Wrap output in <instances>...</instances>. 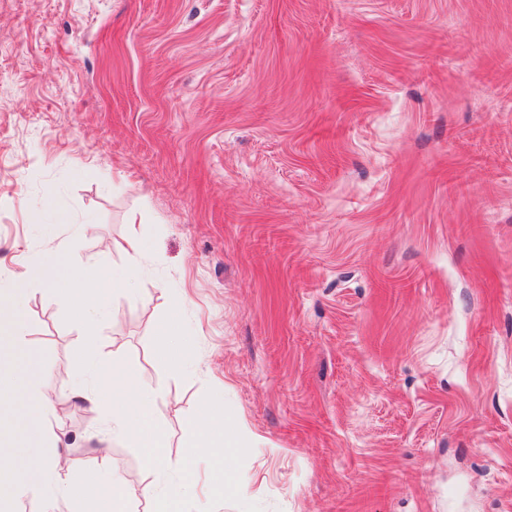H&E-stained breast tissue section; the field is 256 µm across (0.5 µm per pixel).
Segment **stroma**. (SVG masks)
Instances as JSON below:
<instances>
[{
  "instance_id": "obj_1",
  "label": "stroma",
  "mask_w": 512,
  "mask_h": 512,
  "mask_svg": "<svg viewBox=\"0 0 512 512\" xmlns=\"http://www.w3.org/2000/svg\"><path fill=\"white\" fill-rule=\"evenodd\" d=\"M66 238L151 256L96 349L171 461L214 391L263 512H512V0H0V278ZM25 315L47 438L147 512L167 478L71 401L65 309ZM185 305V297L181 294L169 296V308L171 311L170 320L160 329V336L167 345L168 353L173 360H177L183 350L189 344V336H186L182 326L176 321Z\"/></svg>"
}]
</instances>
